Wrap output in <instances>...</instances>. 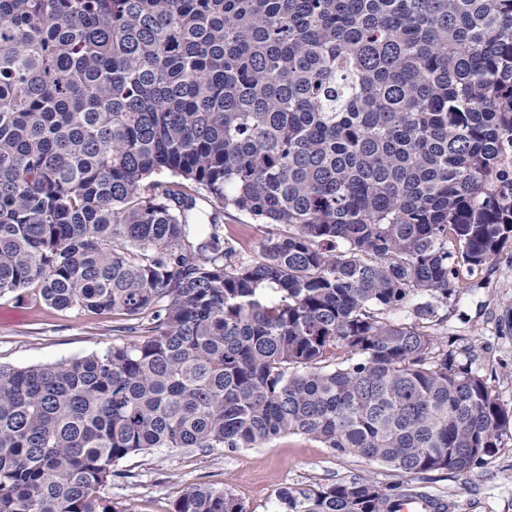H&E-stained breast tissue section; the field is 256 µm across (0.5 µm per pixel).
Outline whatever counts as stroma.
I'll list each match as a JSON object with an SVG mask.
<instances>
[{
	"label": "stroma",
	"mask_w": 512,
	"mask_h": 512,
	"mask_svg": "<svg viewBox=\"0 0 512 512\" xmlns=\"http://www.w3.org/2000/svg\"><path fill=\"white\" fill-rule=\"evenodd\" d=\"M224 232L237 261L261 257L268 228L228 209ZM30 290L0 296V363L27 367L100 352L134 340L124 321L77 309L60 312L34 304ZM439 339L470 363L499 402L512 409V246L468 278L466 288L442 308ZM101 495L117 512H172L189 486L225 488L246 512H280L279 495L335 483L369 472L380 482L397 476L379 464L340 455L320 443L291 434L260 448H156L122 461ZM431 493L451 501L454 512H512V427L486 464L469 473H427Z\"/></svg>",
	"instance_id": "35a3bbf8"
}]
</instances>
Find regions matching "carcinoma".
Here are the masks:
<instances>
[{"label": "carcinoma", "mask_w": 512, "mask_h": 512, "mask_svg": "<svg viewBox=\"0 0 512 512\" xmlns=\"http://www.w3.org/2000/svg\"><path fill=\"white\" fill-rule=\"evenodd\" d=\"M226 209L276 227L261 260ZM510 241L512 0H0V296L145 329L0 364V512H116L130 457L288 434L400 480L284 512L432 497L512 422L433 329ZM226 234L236 248L238 262L252 263L261 257L262 243L268 236L269 227L257 222L249 215L235 210H224L221 216Z\"/></svg>", "instance_id": "1"}]
</instances>
